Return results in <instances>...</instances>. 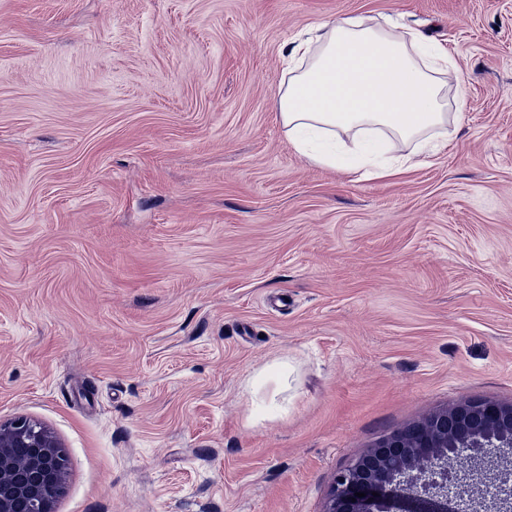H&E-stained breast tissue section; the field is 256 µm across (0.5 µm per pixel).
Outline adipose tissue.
<instances>
[{"label":"adipose tissue","instance_id":"obj_1","mask_svg":"<svg viewBox=\"0 0 512 512\" xmlns=\"http://www.w3.org/2000/svg\"><path fill=\"white\" fill-rule=\"evenodd\" d=\"M274 108L293 149L313 163L383 176L448 142L460 69L420 32L339 14L284 53ZM407 147L394 155L395 147Z\"/></svg>","mask_w":512,"mask_h":512}]
</instances>
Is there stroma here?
I'll return each instance as SVG.
<instances>
[{
    "label": "stroma",
    "instance_id": "1",
    "mask_svg": "<svg viewBox=\"0 0 512 512\" xmlns=\"http://www.w3.org/2000/svg\"><path fill=\"white\" fill-rule=\"evenodd\" d=\"M339 13L447 47L448 147L297 154L283 51ZM512 402V0H0V422L56 512H324L382 436ZM67 481V451L49 428L25 416L0 423V512H56Z\"/></svg>",
    "mask_w": 512,
    "mask_h": 512
}]
</instances>
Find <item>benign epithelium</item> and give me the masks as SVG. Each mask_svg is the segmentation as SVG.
<instances>
[{
    "mask_svg": "<svg viewBox=\"0 0 512 512\" xmlns=\"http://www.w3.org/2000/svg\"><path fill=\"white\" fill-rule=\"evenodd\" d=\"M510 446L512 403H458L382 436L337 475L324 512H447L448 485L466 486ZM460 448L470 469L450 471ZM67 481V451L49 428L25 416L0 423V512H56Z\"/></svg>",
    "mask_w": 512,
    "mask_h": 512,
    "instance_id": "1",
    "label": "benign epithelium"
}]
</instances>
